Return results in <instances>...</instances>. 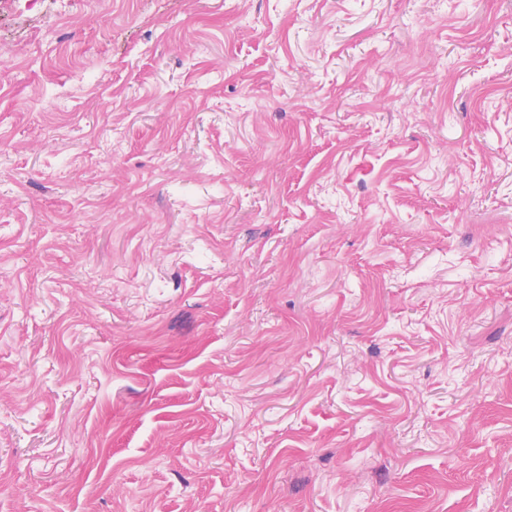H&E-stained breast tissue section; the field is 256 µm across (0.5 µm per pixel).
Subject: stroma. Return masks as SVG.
Returning <instances> with one entry per match:
<instances>
[{
	"label": "stroma",
	"instance_id": "stroma-1",
	"mask_svg": "<svg viewBox=\"0 0 512 512\" xmlns=\"http://www.w3.org/2000/svg\"><path fill=\"white\" fill-rule=\"evenodd\" d=\"M0 512H512V0H0Z\"/></svg>",
	"mask_w": 512,
	"mask_h": 512
}]
</instances>
